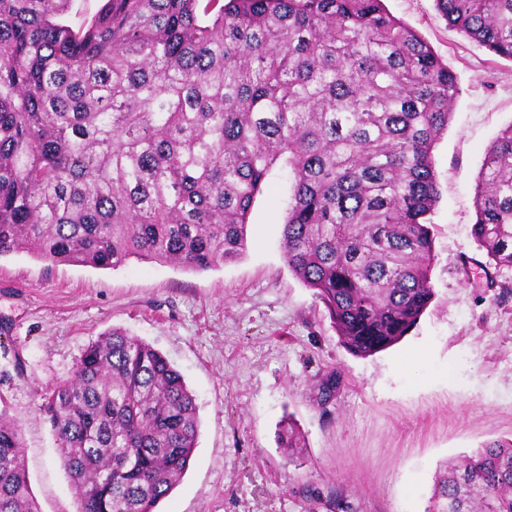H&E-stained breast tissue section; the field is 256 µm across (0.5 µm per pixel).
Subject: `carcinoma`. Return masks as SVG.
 <instances>
[{
	"label": "carcinoma",
	"instance_id": "1",
	"mask_svg": "<svg viewBox=\"0 0 512 512\" xmlns=\"http://www.w3.org/2000/svg\"><path fill=\"white\" fill-rule=\"evenodd\" d=\"M512 60V0H434ZM0 0V257L206 271L241 258L267 177L291 188L282 249L343 347L371 356L430 306L432 150L456 77L383 0ZM485 266L512 268V126L474 185ZM78 512H156L196 447L197 404L119 329L40 405ZM282 447H304L289 422ZM0 412V512H38ZM427 512H512V438L445 466Z\"/></svg>",
	"mask_w": 512,
	"mask_h": 512
}]
</instances>
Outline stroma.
<instances>
[{"label":"stroma","mask_w":512,"mask_h":512,"mask_svg":"<svg viewBox=\"0 0 512 512\" xmlns=\"http://www.w3.org/2000/svg\"><path fill=\"white\" fill-rule=\"evenodd\" d=\"M457 78L433 149L440 199L435 297L391 348L360 358L281 252L288 186L264 184L238 260L194 273L129 260L116 269L0 258V405L20 425L40 512L78 504L39 407L102 333L126 330L160 351L196 398L189 468L158 512H309L335 492L347 512H427L445 465L512 436V269L485 275L471 236L487 145L512 125V61L448 25L434 0H384ZM339 385L327 404L318 386ZM293 422L305 445L279 444Z\"/></svg>","instance_id":"1"}]
</instances>
